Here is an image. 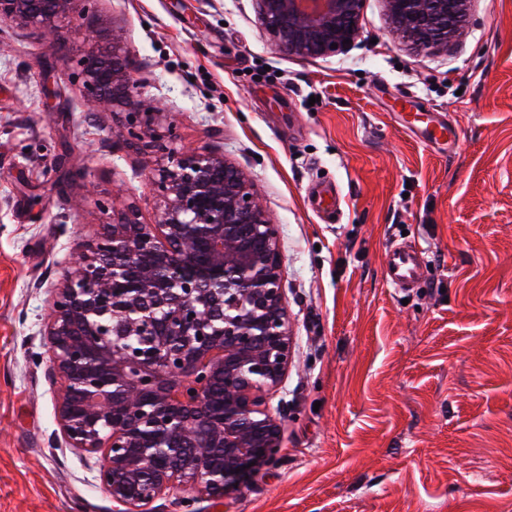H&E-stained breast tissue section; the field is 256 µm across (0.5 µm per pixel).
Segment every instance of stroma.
I'll return each instance as SVG.
<instances>
[{"label": "stroma", "instance_id": "obj_1", "mask_svg": "<svg viewBox=\"0 0 512 512\" xmlns=\"http://www.w3.org/2000/svg\"><path fill=\"white\" fill-rule=\"evenodd\" d=\"M347 50L266 38L255 0H85L60 37L0 24V512H112L58 442L43 334L59 265L135 204L161 156L85 94L87 29L123 45L176 146L218 149L281 226L295 365L279 462L200 512H512V0L445 53L364 0ZM451 126L429 147L399 96ZM342 196L339 222L309 208ZM430 275L399 290L394 245ZM312 209L323 216L332 217L340 210L341 196L338 188L316 187L309 196Z\"/></svg>", "mask_w": 512, "mask_h": 512}]
</instances>
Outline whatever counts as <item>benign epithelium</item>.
Wrapping results in <instances>:
<instances>
[{"mask_svg": "<svg viewBox=\"0 0 512 512\" xmlns=\"http://www.w3.org/2000/svg\"><path fill=\"white\" fill-rule=\"evenodd\" d=\"M83 2L0 0V20L56 31ZM256 2L287 54L325 56L359 34L363 0ZM472 2L384 0L405 39L438 50L461 34ZM86 41V90L113 112L139 105L122 47L97 33ZM160 116L128 113V136ZM157 142L155 221L129 203L102 225L64 266L44 329L61 442L95 459L112 512H156L169 497L199 512V500L220 502L275 465L285 401L271 397L295 362L280 225L223 153Z\"/></svg>", "mask_w": 512, "mask_h": 512, "instance_id": "benign-epithelium-1", "label": "benign epithelium"}]
</instances>
